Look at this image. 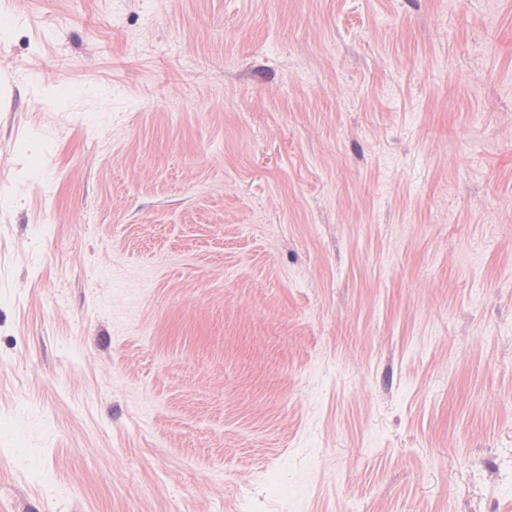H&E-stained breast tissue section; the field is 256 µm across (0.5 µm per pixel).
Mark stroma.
Returning <instances> with one entry per match:
<instances>
[{"instance_id":"35a3bbf8","label":"stroma","mask_w":512,"mask_h":512,"mask_svg":"<svg viewBox=\"0 0 512 512\" xmlns=\"http://www.w3.org/2000/svg\"><path fill=\"white\" fill-rule=\"evenodd\" d=\"M0 512H512V0H10Z\"/></svg>"}]
</instances>
